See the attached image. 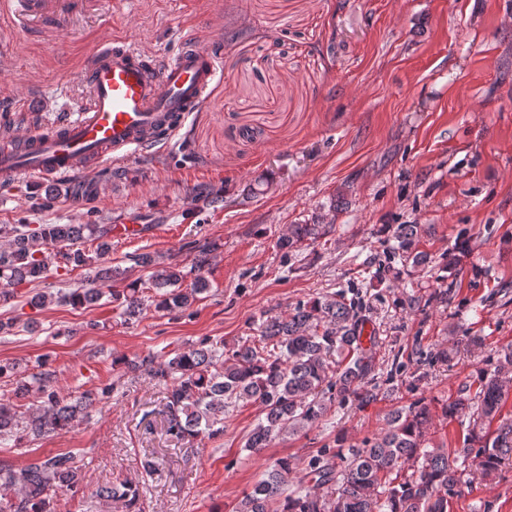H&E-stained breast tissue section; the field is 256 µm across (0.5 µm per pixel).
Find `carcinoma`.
I'll list each match as a JSON object with an SVG mask.
<instances>
[{"label": "carcinoma", "instance_id": "obj_1", "mask_svg": "<svg viewBox=\"0 0 512 512\" xmlns=\"http://www.w3.org/2000/svg\"><path fill=\"white\" fill-rule=\"evenodd\" d=\"M326 234V225L315 220L295 224L277 241L288 256L307 242ZM418 225L399 224L394 244L378 258L373 278L399 272L397 265H421L426 256L414 251ZM6 239L0 248V285L16 286L48 277L52 259L88 265L85 252L62 251L60 247L89 238L97 242L102 259L112 249L110 224H26L0 226ZM57 251H52V248ZM134 266L152 269L149 277L154 295L145 296L133 280L113 301L122 307L124 319L137 318L151 306L157 312H182L206 292L204 275L208 251L194 257L190 266L161 264L147 254L130 258ZM125 274L104 263L98 265L89 286L60 296L73 305L91 304L102 292L96 281H113ZM190 284H185V281ZM364 283L340 289L331 295L299 301L284 315H270L257 327L258 339L224 351L202 340L173 354H148L128 362L167 388L166 432L182 441L224 434V418L237 402L256 403L263 418L252 430L245 449L259 453L275 439L295 435L316 425L327 404H367L377 396L381 339L370 326L363 308ZM491 369H482L474 383H463L456 397L441 407L448 420H468L463 447L437 448L427 439L433 422L430 404L416 399L393 411L387 428L347 449L321 448L298 475V466L288 457L275 460L238 503L235 512H270L279 502V512H448L450 499L469 484L466 463L474 462L480 477L493 480L512 463V419L501 418V408L512 382V346L498 352ZM41 395L42 405L20 425L16 408L0 401V446H18L25 439H38L69 429L93 407L91 394L67 401L53 385L52 374L38 372L19 379V390ZM496 429H491L493 423ZM82 491V470L75 456L59 453L37 458L21 469L0 464V512H52L51 502L60 493ZM100 499L121 498L133 507L139 500L136 485H104Z\"/></svg>", "mask_w": 512, "mask_h": 512}]
</instances>
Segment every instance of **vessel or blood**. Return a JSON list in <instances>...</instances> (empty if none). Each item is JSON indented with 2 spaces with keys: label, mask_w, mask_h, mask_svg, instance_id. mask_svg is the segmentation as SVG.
<instances>
[{
  "label": "vessel or blood",
  "mask_w": 512,
  "mask_h": 512,
  "mask_svg": "<svg viewBox=\"0 0 512 512\" xmlns=\"http://www.w3.org/2000/svg\"><path fill=\"white\" fill-rule=\"evenodd\" d=\"M93 0H0V18L65 32ZM223 48L186 35L160 60L112 38L80 70L86 89L76 119L43 131L0 136V182L22 174L63 180L167 145L189 113L199 111L222 74Z\"/></svg>",
  "instance_id": "b4317fda"
}]
</instances>
